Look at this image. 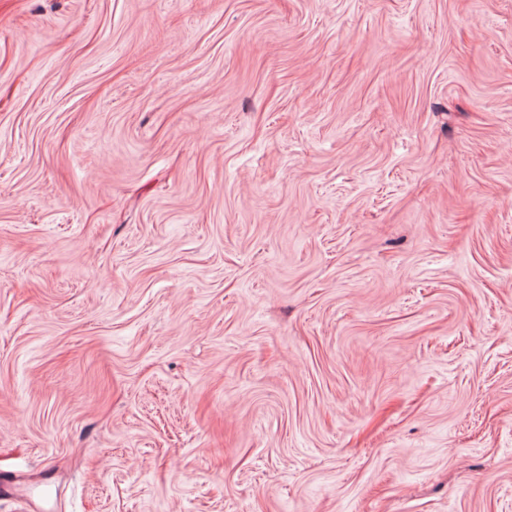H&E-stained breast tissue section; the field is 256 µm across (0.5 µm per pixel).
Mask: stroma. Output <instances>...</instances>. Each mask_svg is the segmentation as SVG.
<instances>
[{
  "label": "stroma",
  "instance_id": "1",
  "mask_svg": "<svg viewBox=\"0 0 512 512\" xmlns=\"http://www.w3.org/2000/svg\"><path fill=\"white\" fill-rule=\"evenodd\" d=\"M0 512H512V0H0Z\"/></svg>",
  "mask_w": 512,
  "mask_h": 512
}]
</instances>
